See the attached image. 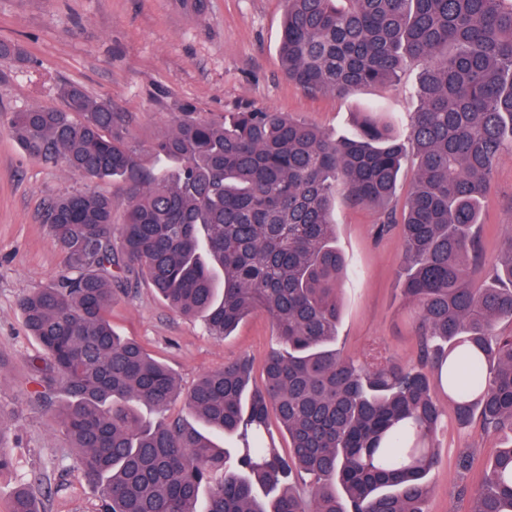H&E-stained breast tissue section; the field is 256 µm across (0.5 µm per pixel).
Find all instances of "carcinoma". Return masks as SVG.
<instances>
[{"instance_id": "1", "label": "carcinoma", "mask_w": 512, "mask_h": 512, "mask_svg": "<svg viewBox=\"0 0 512 512\" xmlns=\"http://www.w3.org/2000/svg\"><path fill=\"white\" fill-rule=\"evenodd\" d=\"M286 4L281 67L312 94L390 85L420 64L405 135L367 113L336 138L267 108L214 119L187 106L151 146L163 166L147 171L122 116L76 86L60 89L61 109L12 114L31 156L129 184L118 226L99 193L45 208L63 267L18 303L42 350L34 402L62 385L58 420L84 480L101 490V512H426L441 389L461 425L477 416L486 433L509 434L471 512H512V332L498 330L512 321V234L487 269L480 221L494 164L512 150V0ZM409 153L416 169L398 213ZM338 196L378 209L377 235H401L415 366L379 352L357 366L336 347L347 276ZM138 273L217 338L268 316L279 345L262 383L237 360L184 394L166 364L116 335L112 300ZM179 400L185 418L168 415ZM272 414L288 433L285 454L265 442ZM41 495L36 481L19 486L12 512H42Z\"/></svg>"}]
</instances>
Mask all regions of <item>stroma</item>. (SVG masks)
Wrapping results in <instances>:
<instances>
[{"label": "stroma", "mask_w": 512, "mask_h": 512, "mask_svg": "<svg viewBox=\"0 0 512 512\" xmlns=\"http://www.w3.org/2000/svg\"><path fill=\"white\" fill-rule=\"evenodd\" d=\"M283 0H205L202 12L180 0H0V41L17 44L26 61L0 58V444L12 460L0 471V512H11L16 487L40 478L47 512H100L101 494L83 479L78 454L54 414L34 406L39 352L18 309L19 299L46 286L63 256L43 222L46 203L75 191L112 201L115 221L129 205L119 179H88L64 163L29 156L10 135L13 112L58 108L59 88L81 87L109 102L126 120L141 165L156 168L153 142L173 127L184 106L219 115L244 105L271 108L333 136L348 134L357 113L371 109L384 123L404 128L417 102L411 96L417 67L399 85L358 89L346 97L312 95L281 70L278 46ZM336 240L348 264L340 298L338 344L344 355L366 361L371 344L392 359L418 358L417 311L401 296L402 241L379 238L377 211L337 200ZM486 259H494L512 230V151L495 163L483 200ZM112 326L142 344L175 373L182 391L224 363L247 356L255 367L276 343L262 314L246 318L223 339L201 320L173 312L145 282L112 304ZM441 464L430 477L429 512H469L482 466L501 444L479 424L462 427L446 417L436 436ZM474 463L462 471L463 454Z\"/></svg>", "instance_id": "stroma-1"}]
</instances>
